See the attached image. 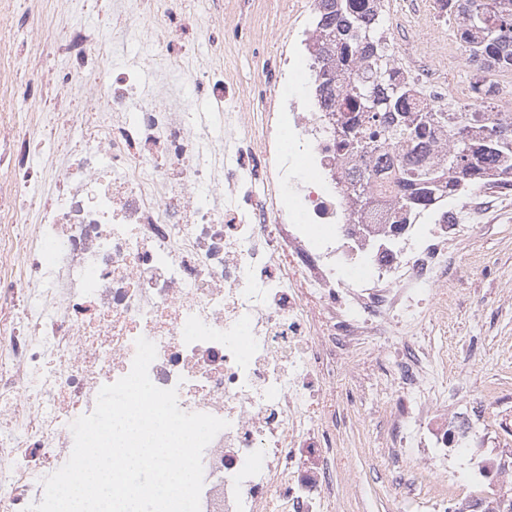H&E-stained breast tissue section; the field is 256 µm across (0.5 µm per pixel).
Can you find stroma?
I'll use <instances>...</instances> for the list:
<instances>
[{
    "label": "stroma",
    "mask_w": 512,
    "mask_h": 512,
    "mask_svg": "<svg viewBox=\"0 0 512 512\" xmlns=\"http://www.w3.org/2000/svg\"><path fill=\"white\" fill-rule=\"evenodd\" d=\"M37 11L52 26L96 27L95 14L82 0H38ZM457 257L474 265L475 274L459 285L447 323L428 334L435 348L448 353L449 391L469 394L455 402V410L480 402L489 417L488 428L457 466L461 478L472 480L479 476V462L499 467L512 461V413L506 409L512 403V209L479 225L474 238L458 244ZM358 362L370 373L362 388L353 384L344 364L336 366V405L348 410L336 433V465L357 477L354 512H408L409 503L394 499L396 465L386 452L385 424L374 411L376 401L393 396L395 387L387 367L371 364L368 352H360Z\"/></svg>",
    "instance_id": "obj_1"
}]
</instances>
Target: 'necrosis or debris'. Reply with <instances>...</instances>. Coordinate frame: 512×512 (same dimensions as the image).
Instances as JSON below:
<instances>
[{"label": "necrosis or debris", "mask_w": 512, "mask_h": 512, "mask_svg": "<svg viewBox=\"0 0 512 512\" xmlns=\"http://www.w3.org/2000/svg\"><path fill=\"white\" fill-rule=\"evenodd\" d=\"M85 6L98 34L39 25L35 0L0 7L1 38L25 30L65 60L51 96L24 50L0 64V92L46 118L36 126L0 109V512L41 503L37 480L69 458L71 422L130 372L141 336L156 345L153 384L176 389L183 411L228 423L203 453L201 512H351L356 481L325 438L336 364L364 348L388 361L397 388L377 409L398 492L419 494L427 512L482 495L448 454L465 453L472 435L451 428L447 375L421 329L447 316L468 273L456 246L512 203V187L470 189L429 224L390 223V148L371 145L360 160L336 147L344 107L323 93L322 73L335 68L341 90L364 71L319 51L322 0H213L206 24L192 0ZM362 9L431 111L512 118V68L469 65L463 25L442 0ZM142 33L148 53L109 64ZM201 43L207 60L189 65ZM235 50L255 61L249 83ZM293 77L302 92L289 93ZM284 132L304 169L284 156ZM55 145L62 168L35 192L32 157ZM363 162L365 209L351 186Z\"/></svg>", "instance_id": "4bbe7bcc"}]
</instances>
